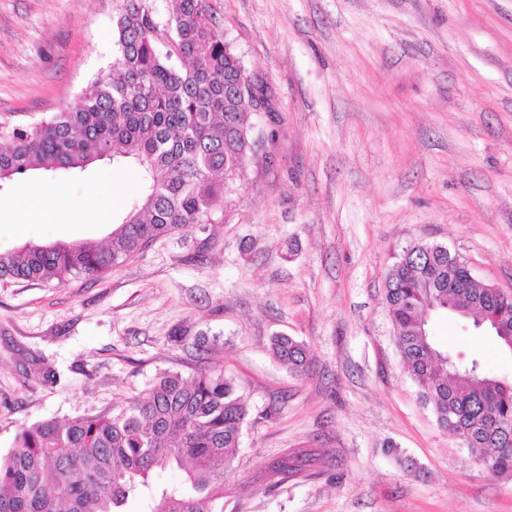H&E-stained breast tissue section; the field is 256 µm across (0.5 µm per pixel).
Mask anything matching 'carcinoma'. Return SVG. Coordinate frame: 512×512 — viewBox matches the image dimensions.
Listing matches in <instances>:
<instances>
[{
  "mask_svg": "<svg viewBox=\"0 0 512 512\" xmlns=\"http://www.w3.org/2000/svg\"><path fill=\"white\" fill-rule=\"evenodd\" d=\"M120 0L113 17L112 65L81 91L74 109L39 121L0 118V188L17 176L83 171L126 158L139 168L140 190L113 224L106 243H26L0 257V284L65 285L101 276L152 241L224 212L245 169L255 105L248 73L224 41L202 0ZM405 373L438 425L490 455L496 475L512 474V381L477 356L438 348L429 318L458 315L512 351V299L480 285L438 243L401 250L385 277ZM174 341L207 351L209 337L183 331ZM273 357L292 374L310 367V350L275 336ZM249 407L224 369L160 373L145 394L99 414L48 419L22 429L0 456V512H224V474L235 469ZM307 452H291L272 469L300 474ZM176 467L181 483L156 486L153 473Z\"/></svg>",
  "mask_w": 512,
  "mask_h": 512,
  "instance_id": "cac0c4a2",
  "label": "carcinoma"
}]
</instances>
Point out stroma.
<instances>
[{
	"label": "stroma",
	"mask_w": 512,
	"mask_h": 512,
	"mask_svg": "<svg viewBox=\"0 0 512 512\" xmlns=\"http://www.w3.org/2000/svg\"><path fill=\"white\" fill-rule=\"evenodd\" d=\"M203 2L272 93L233 202L102 277L0 286V455L25 426L112 410L186 371L194 351L172 340L185 330L216 338L207 363L251 409L224 512H512V476L488 474L422 403L384 302L389 265L417 240L512 294V0ZM115 7L0 0V117L78 106L112 62ZM39 183L0 188V253L110 231L62 222L32 197ZM47 183L110 219L140 186L109 160ZM432 328L512 380V355L470 320ZM279 333L308 345L306 374L271 356ZM298 450L313 455L304 472L273 474Z\"/></svg>",
	"instance_id": "35a3bbf8"
}]
</instances>
